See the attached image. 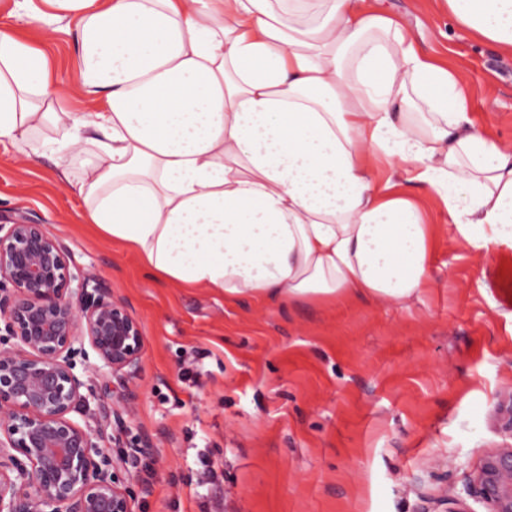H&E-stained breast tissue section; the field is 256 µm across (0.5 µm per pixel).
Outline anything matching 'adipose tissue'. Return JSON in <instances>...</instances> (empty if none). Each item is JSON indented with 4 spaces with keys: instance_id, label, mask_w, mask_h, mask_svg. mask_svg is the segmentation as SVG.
Segmentation results:
<instances>
[{
    "instance_id": "adipose-tissue-1",
    "label": "adipose tissue",
    "mask_w": 512,
    "mask_h": 512,
    "mask_svg": "<svg viewBox=\"0 0 512 512\" xmlns=\"http://www.w3.org/2000/svg\"><path fill=\"white\" fill-rule=\"evenodd\" d=\"M512 55V0H443ZM76 20L77 80L0 30V141L60 132L84 220L155 279L228 298L404 302L428 283L416 171L470 247L512 248V147L457 75L373 0H44ZM70 94L93 112L48 108ZM97 151L79 172L83 135ZM392 158L385 184L372 173Z\"/></svg>"
}]
</instances>
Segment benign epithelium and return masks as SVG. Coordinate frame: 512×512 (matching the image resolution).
Wrapping results in <instances>:
<instances>
[{"instance_id":"1","label":"benign epithelium","mask_w":512,"mask_h":512,"mask_svg":"<svg viewBox=\"0 0 512 512\" xmlns=\"http://www.w3.org/2000/svg\"><path fill=\"white\" fill-rule=\"evenodd\" d=\"M0 512H131L120 469L136 468L151 454L144 437L129 455L111 458L100 429L122 436L124 410L98 405L97 429L70 414L86 412L84 381L75 357L95 353L102 367L135 392L143 336L121 298L93 274L71 269L68 253L43 224L23 217L0 224ZM512 434V393L497 405ZM467 495L487 512H512V448L484 456Z\"/></svg>"}]
</instances>
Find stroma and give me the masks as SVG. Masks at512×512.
<instances>
[{
	"mask_svg": "<svg viewBox=\"0 0 512 512\" xmlns=\"http://www.w3.org/2000/svg\"><path fill=\"white\" fill-rule=\"evenodd\" d=\"M377 6L461 76L477 125L512 145V56L457 29L438 0ZM0 30L37 44L59 84L75 82V23L0 0ZM24 150L0 143V224L47 225L142 325L122 439L101 437L114 456L155 444L119 473L132 512H446L486 453L512 444L494 414L512 391V249H469L438 203L421 201L434 243L429 285L411 301L231 299L154 279L84 223L55 154ZM76 371L91 405L119 403L94 354Z\"/></svg>",
	"mask_w": 512,
	"mask_h": 512,
	"instance_id": "1",
	"label": "stroma"
}]
</instances>
